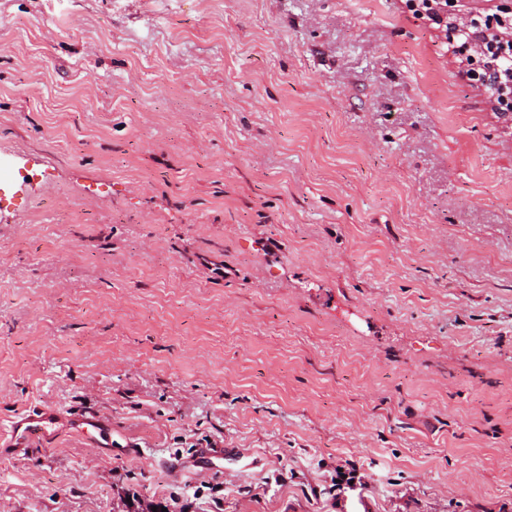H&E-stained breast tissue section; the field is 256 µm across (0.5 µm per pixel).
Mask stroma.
<instances>
[{
    "instance_id": "35a3bbf8",
    "label": "stroma",
    "mask_w": 512,
    "mask_h": 512,
    "mask_svg": "<svg viewBox=\"0 0 512 512\" xmlns=\"http://www.w3.org/2000/svg\"><path fill=\"white\" fill-rule=\"evenodd\" d=\"M444 42L403 0H0V436L59 417L0 512H512V120ZM342 469V472H339ZM335 474L331 477V489L336 494H341L345 489L351 488L356 484L365 485L363 479L365 475L361 473L360 467L352 460H346L341 465H336Z\"/></svg>"
}]
</instances>
